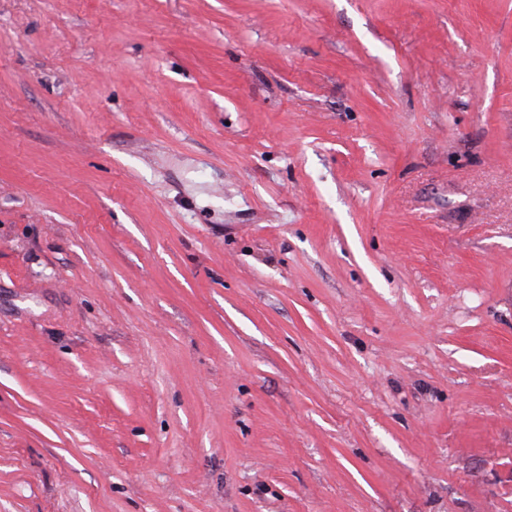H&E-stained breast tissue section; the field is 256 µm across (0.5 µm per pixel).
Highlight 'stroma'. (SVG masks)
<instances>
[{
    "label": "stroma",
    "mask_w": 512,
    "mask_h": 512,
    "mask_svg": "<svg viewBox=\"0 0 512 512\" xmlns=\"http://www.w3.org/2000/svg\"><path fill=\"white\" fill-rule=\"evenodd\" d=\"M0 512H512V0H0Z\"/></svg>",
    "instance_id": "stroma-1"
}]
</instances>
